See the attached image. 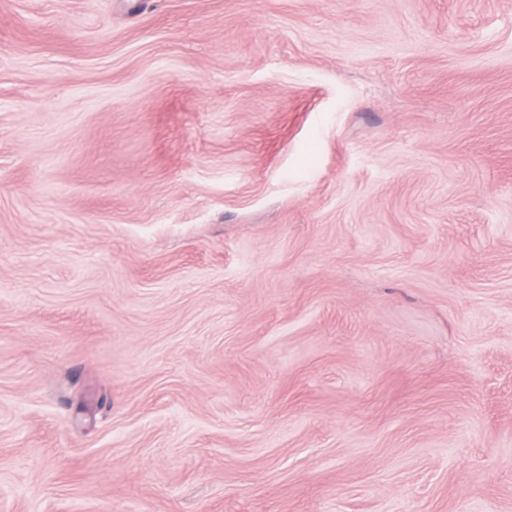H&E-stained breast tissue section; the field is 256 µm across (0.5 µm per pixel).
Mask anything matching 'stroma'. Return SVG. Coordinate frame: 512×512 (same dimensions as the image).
I'll use <instances>...</instances> for the list:
<instances>
[{
    "mask_svg": "<svg viewBox=\"0 0 512 512\" xmlns=\"http://www.w3.org/2000/svg\"><path fill=\"white\" fill-rule=\"evenodd\" d=\"M0 512H512V0H0Z\"/></svg>",
    "mask_w": 512,
    "mask_h": 512,
    "instance_id": "obj_1",
    "label": "stroma"
}]
</instances>
